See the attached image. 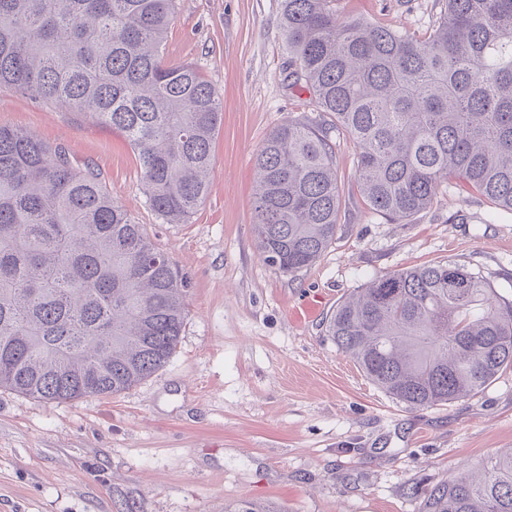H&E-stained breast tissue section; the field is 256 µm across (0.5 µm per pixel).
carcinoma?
I'll use <instances>...</instances> for the list:
<instances>
[{
  "label": "carcinoma",
  "mask_w": 512,
  "mask_h": 512,
  "mask_svg": "<svg viewBox=\"0 0 512 512\" xmlns=\"http://www.w3.org/2000/svg\"><path fill=\"white\" fill-rule=\"evenodd\" d=\"M176 0H0V87L121 132L146 203L184 224L209 190L223 100L163 45ZM292 75L328 128L290 120L255 159L256 246L284 274L332 244L340 207L330 129L358 149L369 209L393 223L458 179L512 213V0H446L420 38L282 0ZM186 279L95 169L0 125V388L37 401L114 395L176 351ZM327 335L412 409L473 397L512 369V302L455 262L375 276ZM225 512H276L242 500ZM424 512H512V450L433 487Z\"/></svg>",
  "instance_id": "carcinoma-1"
}]
</instances>
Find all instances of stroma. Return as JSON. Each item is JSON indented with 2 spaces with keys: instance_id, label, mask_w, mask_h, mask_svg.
I'll return each mask as SVG.
<instances>
[{
  "instance_id": "35a3bbf8",
  "label": "stroma",
  "mask_w": 512,
  "mask_h": 512,
  "mask_svg": "<svg viewBox=\"0 0 512 512\" xmlns=\"http://www.w3.org/2000/svg\"><path fill=\"white\" fill-rule=\"evenodd\" d=\"M421 38L444 0H335ZM165 56L224 99L210 191L190 220L146 204L125 137L0 88V124L68 148L187 279L175 353L113 396L40 403L0 389V512H224L239 499L283 512H423L432 487L512 448V369L471 398L412 411L366 379L326 334L337 304L375 275L453 261L512 301V214L454 183L409 223L367 207L356 149L336 136V238L311 267L266 265L252 224L255 156L291 118L319 119L293 83L281 0H177Z\"/></svg>"
}]
</instances>
